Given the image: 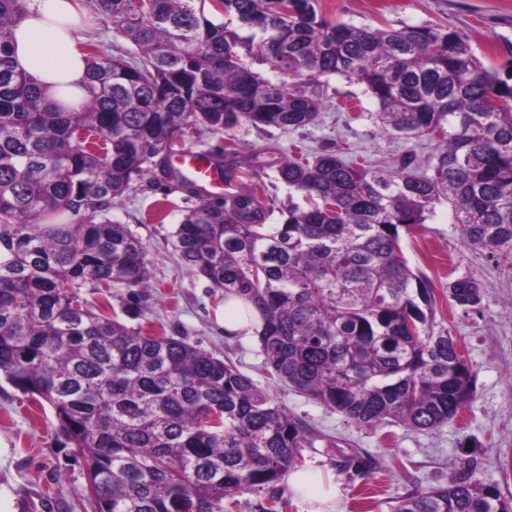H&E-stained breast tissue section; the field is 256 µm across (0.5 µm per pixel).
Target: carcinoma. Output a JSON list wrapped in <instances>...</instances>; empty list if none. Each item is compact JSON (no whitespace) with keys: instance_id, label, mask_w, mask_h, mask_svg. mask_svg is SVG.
<instances>
[{"instance_id":"obj_1","label":"carcinoma","mask_w":512,"mask_h":512,"mask_svg":"<svg viewBox=\"0 0 512 512\" xmlns=\"http://www.w3.org/2000/svg\"><path fill=\"white\" fill-rule=\"evenodd\" d=\"M90 3L135 51L83 44L88 99L65 110L12 60L25 0H0V376L52 408L95 512H226L249 492L264 494L257 512H286L277 484L319 435L230 359L96 313L82 289L125 288V313L144 316L146 247L109 217L112 201L151 172L199 192L166 149L186 128L316 124L322 77L364 85L383 133L429 137L425 163L406 154L388 174L335 150L283 157L293 195L280 223L254 182L188 211L174 247L212 293L254 308L274 380L359 426L431 431L454 418L473 371L401 232L446 203L465 246L512 251V64L485 65L450 26L359 27L327 19L320 0ZM225 154L234 142L213 155L229 182ZM446 293L464 311L481 301L471 277ZM337 466L375 469L355 449ZM393 512H512V499L456 480Z\"/></svg>"}]
</instances>
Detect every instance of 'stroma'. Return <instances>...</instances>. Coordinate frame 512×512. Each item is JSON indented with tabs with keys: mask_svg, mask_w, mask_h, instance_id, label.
<instances>
[{
	"mask_svg": "<svg viewBox=\"0 0 512 512\" xmlns=\"http://www.w3.org/2000/svg\"><path fill=\"white\" fill-rule=\"evenodd\" d=\"M329 19L360 27L443 25L465 34L486 65L512 61V0H321ZM82 41L97 45L103 56L129 51L115 36L109 19L88 9L80 30ZM324 109L317 124L295 131L265 130L244 124L231 134L204 129L186 131L173 147L219 152L233 137L240 156L265 150L282 157L302 146L329 147L373 169L389 171L406 152L418 160L430 153L428 137L409 141L384 134L377 105L364 85L341 77L322 78ZM200 197L144 178L133 192L116 199L110 215L144 243L154 286L142 298L155 332L180 336L189 343L230 358L247 375L261 362L256 336H229L222 321L224 307L181 264L172 233L183 213ZM403 255L436 288L469 276L479 283L482 298L475 309L462 311L441 304L438 313L457 336L471 365L474 396L454 419L434 431H415L388 423L362 427L282 383L257 378L258 385L282 400L322 439L305 449L303 468L311 475L308 495L285 490L288 512H308L309 495L336 486L341 490L336 512H392L398 497L458 479L497 485L512 499V253L491 255L465 247L447 205L436 206L426 227L403 236ZM359 450L373 455L379 467L368 478L340 473L341 453ZM0 512H94L85 479L55 430L51 407H33L5 379H0Z\"/></svg>",
	"mask_w": 512,
	"mask_h": 512,
	"instance_id": "obj_1",
	"label": "stroma"
}]
</instances>
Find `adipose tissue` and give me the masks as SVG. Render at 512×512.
Returning <instances> with one entry per match:
<instances>
[{"label":"adipose tissue","mask_w":512,"mask_h":512,"mask_svg":"<svg viewBox=\"0 0 512 512\" xmlns=\"http://www.w3.org/2000/svg\"><path fill=\"white\" fill-rule=\"evenodd\" d=\"M78 0H31L11 42L17 68L55 104L79 107L89 85L77 38Z\"/></svg>","instance_id":"obj_1"}]
</instances>
